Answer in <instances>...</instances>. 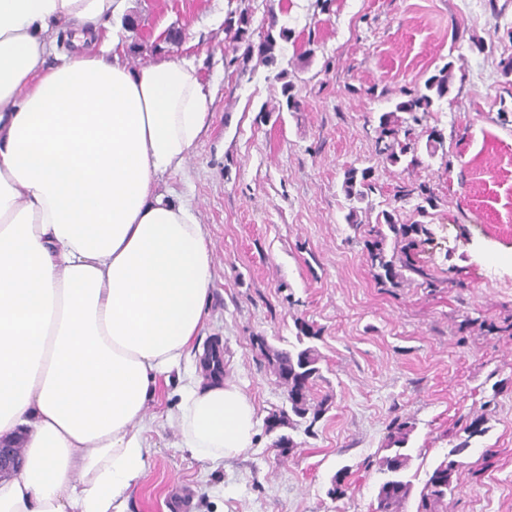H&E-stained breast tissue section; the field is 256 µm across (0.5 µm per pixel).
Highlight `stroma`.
<instances>
[{
	"mask_svg": "<svg viewBox=\"0 0 512 512\" xmlns=\"http://www.w3.org/2000/svg\"><path fill=\"white\" fill-rule=\"evenodd\" d=\"M250 4L255 33L275 15L291 31L285 79L255 58L226 66L224 18L239 0H136L118 30L130 67L184 56L212 97L209 134L160 184L208 232L204 335L221 337L225 374L259 419L245 455L207 470L179 449L178 398L163 388L145 417L149 468L126 512H174L181 497L190 512H372L378 460L403 421L414 429L402 512H417L450 436L478 417L486 431L461 458L447 512H512V338L463 325L512 315V86L502 73L512 0H334L327 13L316 0ZM446 64L450 91L419 125L442 130L445 151L404 172L376 153L378 118ZM350 167L372 168L378 187L359 229L345 221ZM409 179L430 183L438 206L420 214L416 199L395 202ZM384 209L428 228L412 259L438 287L376 283L363 227ZM300 321L321 331L312 395L328 410L311 433L292 431L284 454L263 421L286 392L253 340L288 346ZM343 467L347 490L336 498L329 490Z\"/></svg>",
	"mask_w": 512,
	"mask_h": 512,
	"instance_id": "35a3bbf8",
	"label": "stroma"
}]
</instances>
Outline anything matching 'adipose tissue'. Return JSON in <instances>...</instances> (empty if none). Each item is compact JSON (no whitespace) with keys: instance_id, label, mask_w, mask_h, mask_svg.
I'll return each instance as SVG.
<instances>
[{"instance_id":"ef3b65f1","label":"adipose tissue","mask_w":512,"mask_h":512,"mask_svg":"<svg viewBox=\"0 0 512 512\" xmlns=\"http://www.w3.org/2000/svg\"><path fill=\"white\" fill-rule=\"evenodd\" d=\"M131 2L0 0V442L23 452L0 512H125L149 465L144 410L209 314L207 231L158 180L206 136L210 98L185 59L127 65L110 27ZM178 396L192 458L250 450L237 384Z\"/></svg>"}]
</instances>
